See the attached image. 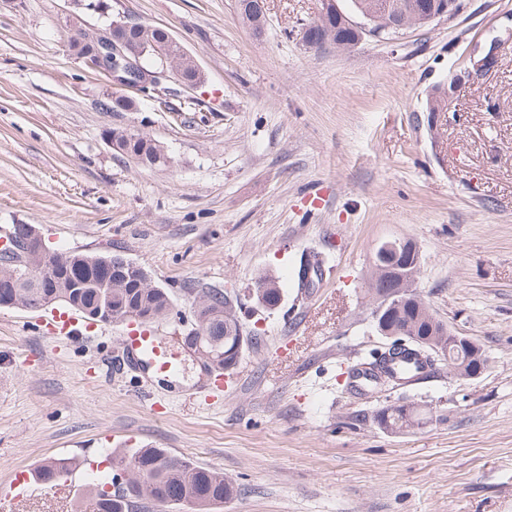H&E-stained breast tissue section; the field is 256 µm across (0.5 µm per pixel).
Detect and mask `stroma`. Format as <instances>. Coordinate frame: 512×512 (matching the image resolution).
I'll return each mask as SVG.
<instances>
[{
  "label": "stroma",
  "mask_w": 512,
  "mask_h": 512,
  "mask_svg": "<svg viewBox=\"0 0 512 512\" xmlns=\"http://www.w3.org/2000/svg\"><path fill=\"white\" fill-rule=\"evenodd\" d=\"M84 0L0 6V227L36 225L62 250L119 253L173 300L158 334L181 356L167 378L130 365L122 322L54 337L41 311L0 308V493L53 459L111 471L122 448H165L237 488L219 512H512V0H462L450 21L309 46L323 0H268L254 33L236 0H106L112 18L165 27L200 66L133 110L71 50L102 26ZM455 86L451 108L427 109ZM143 133L169 164L113 150ZM319 193L323 207L305 199ZM413 241L414 286L489 358L474 380L436 365L418 383L357 395L345 373L384 349L365 293L380 242ZM331 258L298 288L302 253ZM279 278L280 307L252 299ZM237 298L257 345L223 388L181 341L201 289ZM436 411L391 434L390 404Z\"/></svg>",
  "instance_id": "1"
}]
</instances>
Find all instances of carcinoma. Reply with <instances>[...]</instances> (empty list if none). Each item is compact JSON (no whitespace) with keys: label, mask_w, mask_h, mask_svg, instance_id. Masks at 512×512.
Here are the masks:
<instances>
[{"label":"carcinoma","mask_w":512,"mask_h":512,"mask_svg":"<svg viewBox=\"0 0 512 512\" xmlns=\"http://www.w3.org/2000/svg\"><path fill=\"white\" fill-rule=\"evenodd\" d=\"M380 7L393 8L400 0H349L350 9L358 16L371 8L374 2ZM239 16L244 24L253 31L264 30L267 19L257 5V0H238ZM326 32L347 42L356 44V35L345 24L341 15H322L317 21L307 25L302 39L313 34L317 37ZM129 42L144 47V57L155 64L162 63L160 52L165 51L177 57V67L181 76L192 79V59L181 54V47L171 42L165 28L149 25L136 19L124 32ZM115 151L127 157L136 156L144 166L164 165L168 157L154 140L142 136L136 140H126L121 133L112 137ZM78 252L63 251L60 258L71 261L72 279L86 284L80 289L64 285L39 283L34 281L28 271L21 267L12 271L0 268V302L6 308L45 309L49 306L64 305L78 312L96 311L105 305L98 289L94 285L101 281H112V320L117 321L128 313L149 314L157 320L168 317L172 309V299L159 286L151 283L144 267L133 274L127 269L112 267V256H97L85 253L76 258ZM417 267L402 270L401 281L381 282L377 273L371 277L366 292L373 301V311L393 312V324L400 331L398 339L406 342L397 356L390 359L388 368L398 377L408 378L409 366L420 370L423 365L414 359L416 348H425L430 352L448 348V326L438 318L423 301L416 290L412 289ZM147 281V287L136 288V278ZM253 289L257 303L266 310L279 307L282 288L279 280L271 275H263L256 281ZM238 302L228 294L209 289L200 294L195 314V326L202 335L209 337L204 342L207 352L211 353V365L214 371L231 370L243 357L247 346L258 341V337L247 335L239 317ZM468 360V364L478 365L487 361L484 351L475 349L473 355L467 351L456 352L441 363L448 367V374L459 377L458 359ZM422 411L413 404H393L381 408L376 414L377 424L392 433H404L422 423ZM75 463L68 459L52 461L37 469L38 476L46 483L54 478V470H70ZM112 468L121 469L125 481L122 486L107 498L103 495L105 483L90 482L96 512H140L145 505L156 507H176L189 505L193 512H213L233 497L236 492L233 482L224 473L215 468L196 465L184 458L173 456L165 448H134L127 453L112 454Z\"/></svg>","instance_id":"1"}]
</instances>
